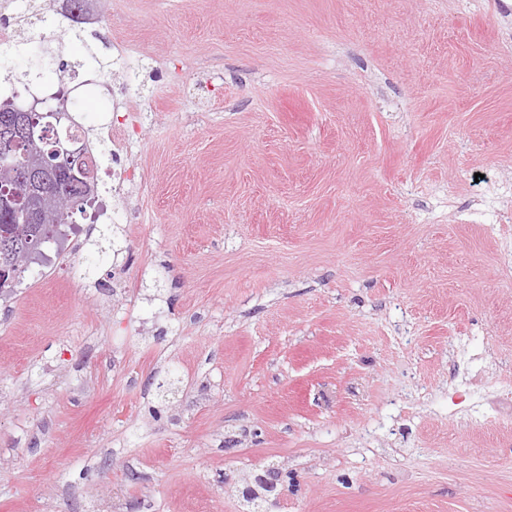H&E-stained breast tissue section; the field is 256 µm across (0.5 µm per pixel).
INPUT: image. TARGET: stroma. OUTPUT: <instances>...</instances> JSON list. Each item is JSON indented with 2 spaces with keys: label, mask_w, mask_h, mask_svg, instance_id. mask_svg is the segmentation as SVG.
Listing matches in <instances>:
<instances>
[{
  "label": "stroma",
  "mask_w": 512,
  "mask_h": 512,
  "mask_svg": "<svg viewBox=\"0 0 512 512\" xmlns=\"http://www.w3.org/2000/svg\"><path fill=\"white\" fill-rule=\"evenodd\" d=\"M44 34L16 73L77 63L135 178L102 164L118 223L0 293V512H245L271 469L274 512H512V0H107ZM108 139L112 145V163L120 160V155L124 154L129 145V131L123 123H114L107 126Z\"/></svg>",
  "instance_id": "1"
}]
</instances>
